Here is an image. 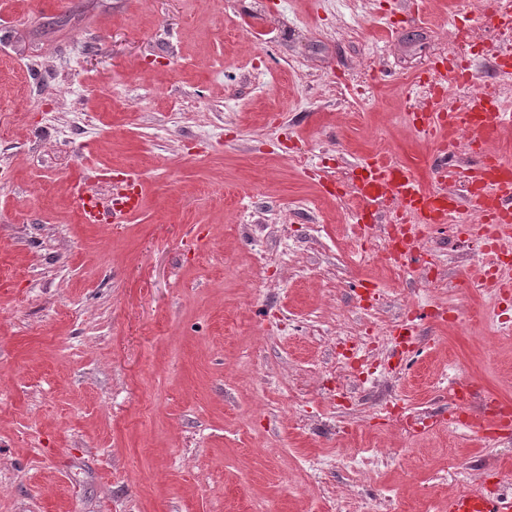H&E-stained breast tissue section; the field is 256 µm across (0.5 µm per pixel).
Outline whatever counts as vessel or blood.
<instances>
[{
  "mask_svg": "<svg viewBox=\"0 0 512 512\" xmlns=\"http://www.w3.org/2000/svg\"><path fill=\"white\" fill-rule=\"evenodd\" d=\"M465 124L474 135L475 143L512 128V113L500 108H474L466 113L446 112L439 108L420 113L413 128L433 138L438 152L451 145L458 124ZM512 159L498 153L484 154L483 160L470 167L464 193L449 194L440 201L415 166L374 159L366 162L359 190L363 203L371 204L394 197L404 211L435 217L437 223H467L470 215L481 216L480 229L494 242L498 250L512 248V183L492 182L488 173L493 169L511 168ZM142 201L141 196L116 193L104 211H96L92 200H82L79 216L86 224H120L125 215ZM469 426L485 436L512 430V418L503 415L471 419ZM447 512H512V497L501 494H456L449 496Z\"/></svg>",
  "mask_w": 512,
  "mask_h": 512,
  "instance_id": "b4317fda",
  "label": "vessel or blood"
}]
</instances>
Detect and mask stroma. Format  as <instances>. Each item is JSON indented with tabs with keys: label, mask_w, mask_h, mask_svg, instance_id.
I'll use <instances>...</instances> for the list:
<instances>
[{
	"label": "stroma",
	"mask_w": 512,
	"mask_h": 512,
	"mask_svg": "<svg viewBox=\"0 0 512 512\" xmlns=\"http://www.w3.org/2000/svg\"><path fill=\"white\" fill-rule=\"evenodd\" d=\"M476 23L512 62L454 0H0V512H439L489 471L512 496V434L440 400L512 403V300L444 224L436 286L394 277L342 206L379 154L460 191L475 155L412 118ZM128 185L125 223L79 221ZM402 322L412 350L337 389L338 327ZM390 393L438 421L385 425ZM468 426L477 435L500 434L512 430V421L510 416L492 415L490 417L472 418Z\"/></svg>",
	"instance_id": "35a3bbf8"
}]
</instances>
